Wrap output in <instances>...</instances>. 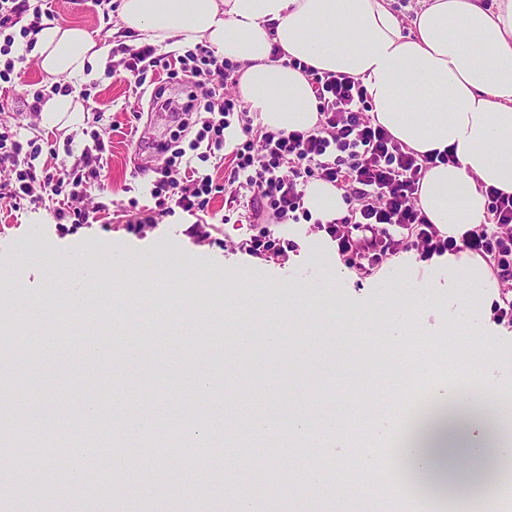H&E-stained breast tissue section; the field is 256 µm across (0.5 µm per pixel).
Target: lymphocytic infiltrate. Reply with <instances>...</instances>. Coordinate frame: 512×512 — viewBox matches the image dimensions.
Masks as SVG:
<instances>
[{"label": "lymphocytic infiltrate", "instance_id": "obj_1", "mask_svg": "<svg viewBox=\"0 0 512 512\" xmlns=\"http://www.w3.org/2000/svg\"><path fill=\"white\" fill-rule=\"evenodd\" d=\"M46 0H0V89H15L21 82L13 47L24 38L34 48L42 22L53 19ZM109 72L126 82L133 95L153 92L162 97L159 76L183 80L193 91L176 109L181 126L196 128L187 147L161 144L148 166L154 175L151 204L130 199L129 225L162 223L183 212L194 217L190 237L199 225L214 219L211 203L224 194V210L243 215L251 235L238 245L241 253L276 260L297 251L294 241L276 236L277 224L311 220L304 206L309 180L331 183L343 192V216L319 224L336 245L344 266L369 277L403 252H416L419 261L468 252L483 260L500 285L501 302L494 307L497 322L512 325V194L492 188L487 192V221L465 230L460 237L443 234L431 224L419 205L418 191L426 171L453 162L450 151L420 155L402 146L371 115V97L360 78L343 73L307 69L317 100L319 122L308 131H271L256 124L248 106L235 91L238 63L198 44L181 52H161L159 46L117 43ZM238 128L241 136L227 147L226 132ZM93 150L84 151L73 164L36 167L42 153L36 140H20L11 127L0 125V199L13 210L55 200L52 210L59 224L100 222L108 206H87L93 193L102 191L108 166L103 136L92 132ZM200 160L224 163V179L200 172L187 152Z\"/></svg>", "mask_w": 512, "mask_h": 512}]
</instances>
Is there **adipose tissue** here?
<instances>
[{
	"label": "adipose tissue",
	"mask_w": 512,
	"mask_h": 512,
	"mask_svg": "<svg viewBox=\"0 0 512 512\" xmlns=\"http://www.w3.org/2000/svg\"><path fill=\"white\" fill-rule=\"evenodd\" d=\"M126 29L142 40L180 48L204 42L241 66L239 92L272 131L308 130L317 122V102L305 74L289 67L296 59L318 70L361 78L372 98L373 117L402 145L420 154L454 148L455 163L428 169L418 192L431 223L457 236L483 223L486 190L512 194V0L489 10L484 0H424L413 34H403L387 0H120ZM280 47L284 60L272 59ZM110 47L85 30L48 24L37 35L40 67L48 76L83 83L97 77ZM86 118L75 95L57 94L41 108L49 128H75ZM304 205L313 217H341V191L311 181ZM91 278L114 273L131 279L146 266L168 287L185 279L210 285L221 270L201 266L168 250L153 255L112 247L73 253L55 248L34 257L15 256L14 268L37 264L51 283L69 282L74 261ZM448 285L480 289L448 322V332L476 341L482 299L499 285L487 265L462 253L448 258ZM422 424L405 432L399 445L406 470L432 481L436 451L472 428L484 447L510 449L501 405L478 394L435 391Z\"/></svg>",
	"instance_id": "adipose-tissue-1"
}]
</instances>
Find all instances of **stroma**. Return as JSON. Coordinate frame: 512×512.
I'll return each instance as SVG.
<instances>
[{"label":"stroma","mask_w":512,"mask_h":512,"mask_svg":"<svg viewBox=\"0 0 512 512\" xmlns=\"http://www.w3.org/2000/svg\"><path fill=\"white\" fill-rule=\"evenodd\" d=\"M51 8L56 23L81 27L99 42L115 44L125 32L118 12H104L94 0H51ZM94 84L105 122L118 126L110 134L102 196L110 208L107 225L67 230L45 209L15 212L0 203V258L47 247L71 249L93 234L139 253L173 244L195 262L220 265L226 279L206 290L188 284L169 306L147 274L115 286L102 306L95 303V289L87 288L94 331L125 345L151 340L169 351H150L117 366L102 360L94 366L96 389L82 394L73 389L83 362L74 339L84 330L61 319L65 287L46 286L34 266L18 274L23 295L1 300L0 309L13 319L24 359L16 375L32 399L29 422L75 430L80 408L94 403L123 420L149 416L155 425L142 432L138 444L112 440L111 427H102L104 443L80 448L65 461L44 453L37 470L0 456V465L16 476L15 483L0 485V512H54L61 500L74 512L88 507L95 512H365L368 477L375 470L371 451L391 441L394 423L384 415L372 420L365 435L353 437L351 430L369 418L368 395L378 379L393 375L401 385H418L429 395L463 373L466 356L489 351L500 375L512 378V326L496 322L492 302L484 304V334L477 345L465 348L449 336L448 295L427 282L431 276L446 279L447 264L431 267L409 252L370 279L338 274L318 257L317 247L329 241L310 222L279 225L278 236L296 241L299 249L270 262H249L237 254L238 243L249 235L244 224H215L206 242L187 235V217L165 218L163 228L141 235L129 233L128 200L151 204V178L136 175L131 162L126 83L103 71ZM1 122L20 139L47 140L62 161L80 156L91 143L86 132L94 127L86 121L84 130L69 136L46 129L39 115L0 97ZM294 283L306 284L307 290L290 315L268 287ZM393 292L408 297L412 309L387 307L384 299ZM339 317L344 324L338 330L327 336L315 332L316 322ZM57 331L64 335L58 342L52 339ZM191 373L209 376L208 392L187 389ZM65 392L71 400L62 411L57 398ZM291 413L312 423L302 436H294L285 421ZM203 419L222 420L227 433L223 442L213 443L211 454L144 455L143 441L159 430L181 446L202 442L191 423ZM352 441L362 449L354 459L346 448ZM493 459L492 449L469 434L437 469L451 473L452 484L474 503L482 497L478 481L502 479ZM76 462L84 473L78 482L70 477ZM319 487L329 488V495L311 501L310 490Z\"/></svg>","instance_id":"35a3bbf8"}]
</instances>
